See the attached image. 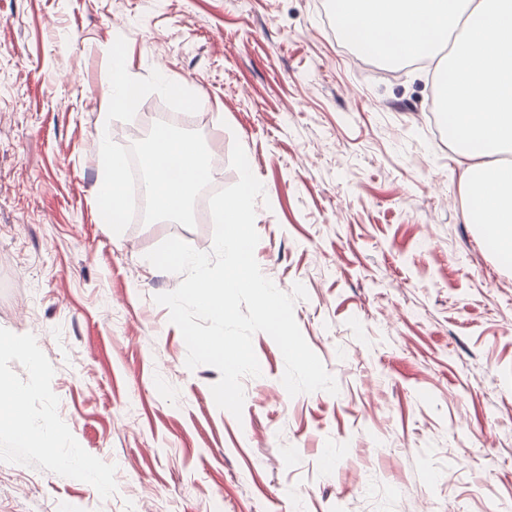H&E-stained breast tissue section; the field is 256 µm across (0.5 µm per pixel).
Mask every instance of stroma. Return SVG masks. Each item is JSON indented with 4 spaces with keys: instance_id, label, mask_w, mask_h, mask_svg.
<instances>
[{
    "instance_id": "stroma-1",
    "label": "stroma",
    "mask_w": 512,
    "mask_h": 512,
    "mask_svg": "<svg viewBox=\"0 0 512 512\" xmlns=\"http://www.w3.org/2000/svg\"><path fill=\"white\" fill-rule=\"evenodd\" d=\"M186 81L184 127L244 147L265 198L255 258L339 392L289 396L275 341L241 418L155 295L146 253L195 225L102 224L97 136L128 146L165 109L102 123L108 50ZM433 69L343 49L326 0H0V387L54 453L0 429V512H512V270L464 217L432 131ZM79 452L94 477L64 460Z\"/></svg>"
}]
</instances>
